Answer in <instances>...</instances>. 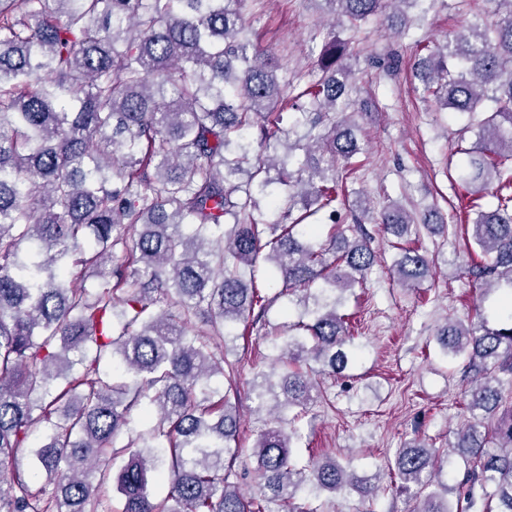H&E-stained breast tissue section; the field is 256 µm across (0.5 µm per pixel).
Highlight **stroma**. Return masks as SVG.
Wrapping results in <instances>:
<instances>
[{
	"label": "stroma",
	"instance_id": "obj_1",
	"mask_svg": "<svg viewBox=\"0 0 512 512\" xmlns=\"http://www.w3.org/2000/svg\"><path fill=\"white\" fill-rule=\"evenodd\" d=\"M496 9V0H436L427 9H408L411 26L401 37L389 35L376 19L336 31L355 55L363 96L379 102L359 121L364 149L355 157L358 178L348 185L342 218H349L352 204L363 196L375 211L392 203L409 212L436 206L450 227L443 233L423 232L420 244L432 261L431 271L412 287L396 280L398 252L391 237L375 236L371 246L377 261L365 287L343 294L337 312L353 317L351 348L357 358L344 377L324 380L321 401L300 423L303 441L293 457L301 465L314 456L331 457L357 472L378 475L379 491L369 498L354 490L343 497L300 496V503L322 504L324 512H411L412 502L390 478L388 460L414 439L447 447L467 420L459 361L443 355L436 331L477 312L496 322L504 293L484 292L455 262L471 237L469 228L451 224L467 205L457 170L476 134L465 131L463 118L424 98L423 82L412 66L416 40L439 41L470 23H492ZM243 13L261 47L287 66L290 79L303 84L316 78L322 43L311 33L325 17L316 0H245ZM270 345L259 324L231 342L228 359L238 362L241 382H250L264 368ZM237 414L243 452L235 467L252 469V447L269 417L256 413L246 398Z\"/></svg>",
	"mask_w": 512,
	"mask_h": 512
}]
</instances>
